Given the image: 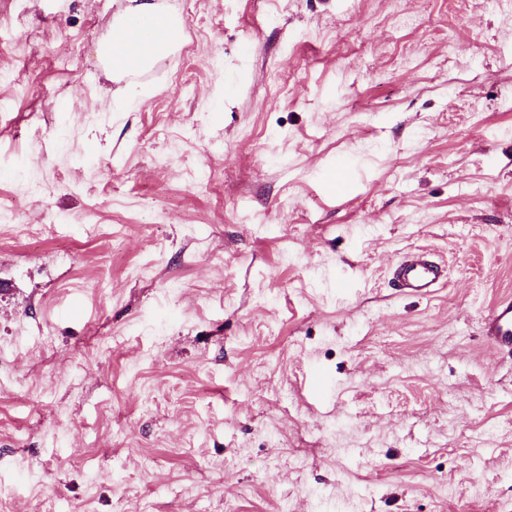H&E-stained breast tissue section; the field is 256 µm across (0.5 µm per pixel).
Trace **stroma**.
Instances as JSON below:
<instances>
[{"label":"stroma","instance_id":"obj_1","mask_svg":"<svg viewBox=\"0 0 512 512\" xmlns=\"http://www.w3.org/2000/svg\"><path fill=\"white\" fill-rule=\"evenodd\" d=\"M127 2L0 0V498L512 512V11L162 0L181 47L118 80ZM392 283L395 288L414 295H428L446 284L444 265L425 251L405 254L393 267ZM485 336L500 350L512 352V300L493 305L484 318Z\"/></svg>","mask_w":512,"mask_h":512}]
</instances>
